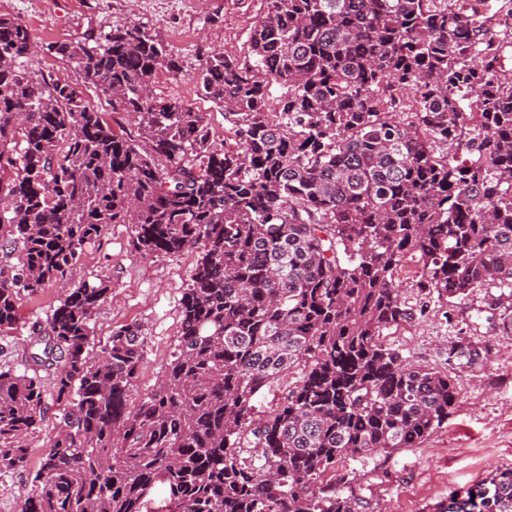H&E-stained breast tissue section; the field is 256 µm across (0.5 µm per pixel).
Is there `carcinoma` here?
Returning a JSON list of instances; mask_svg holds the SVG:
<instances>
[{
  "label": "carcinoma",
  "mask_w": 512,
  "mask_h": 512,
  "mask_svg": "<svg viewBox=\"0 0 512 512\" xmlns=\"http://www.w3.org/2000/svg\"><path fill=\"white\" fill-rule=\"evenodd\" d=\"M241 61L205 56L207 114L155 97L179 72L145 27L115 22L46 49L133 117L116 130L75 84L23 67L34 37L0 15V333L25 295L62 288L22 374L0 368V472L63 406L21 512H356L336 464L420 444L448 419L456 379L408 364L384 330L413 320L396 279L462 300L500 289L491 320L512 337V0H264ZM109 224L136 257L198 254L178 343L131 404L144 358L137 324L91 352L108 282L72 279ZM473 345L448 361L472 366ZM302 367L264 417V387ZM432 512H512V467Z\"/></svg>",
  "instance_id": "obj_1"
}]
</instances>
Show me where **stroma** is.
<instances>
[{"mask_svg":"<svg viewBox=\"0 0 512 512\" xmlns=\"http://www.w3.org/2000/svg\"><path fill=\"white\" fill-rule=\"evenodd\" d=\"M263 11L264 0H0V14L26 24L41 44L74 41L116 21L146 26L181 66L180 72L154 75V94L207 113L215 138L230 143L235 136L223 109L199 95L195 76L211 51L246 56L248 32ZM129 240L128 225H108L86 246L73 278L102 276L111 285L92 323L94 347L103 346L113 329L139 324L145 338L133 391L139 398L153 387L177 342L180 302L196 253L143 259L132 255ZM417 271V261H408L396 281L414 318L386 330L383 340L408 362L455 376L458 403L417 447L389 455L358 454L337 463L338 490H345L347 479L366 480L359 512H428L452 493L465 492L497 469L512 466V340L498 335L487 320L493 292L477 288L451 303L417 288ZM58 300L54 287L21 300L18 329L0 335V368L24 371L31 343ZM468 343L485 350L483 361L472 368L449 363L451 346ZM58 415L57 403L47 401L42 426L27 439L26 471L0 473V512H20L29 474L39 468L50 446Z\"/></svg>","mask_w":512,"mask_h":512,"instance_id":"stroma-1","label":"stroma"}]
</instances>
